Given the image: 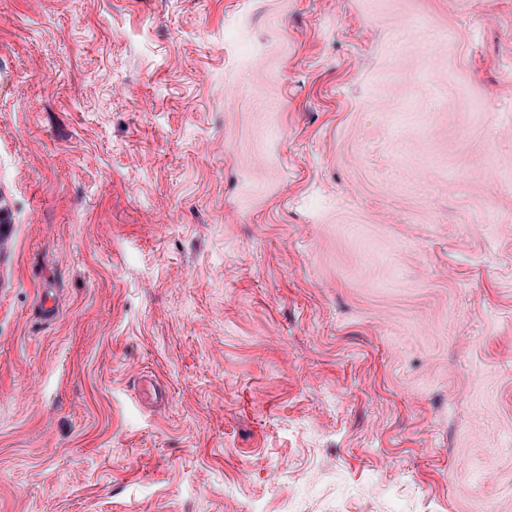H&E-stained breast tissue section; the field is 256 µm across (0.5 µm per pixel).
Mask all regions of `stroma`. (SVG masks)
Listing matches in <instances>:
<instances>
[{"mask_svg":"<svg viewBox=\"0 0 512 512\" xmlns=\"http://www.w3.org/2000/svg\"><path fill=\"white\" fill-rule=\"evenodd\" d=\"M0 218V512H512V0H0Z\"/></svg>","mask_w":512,"mask_h":512,"instance_id":"35a3bbf8","label":"stroma"}]
</instances>
